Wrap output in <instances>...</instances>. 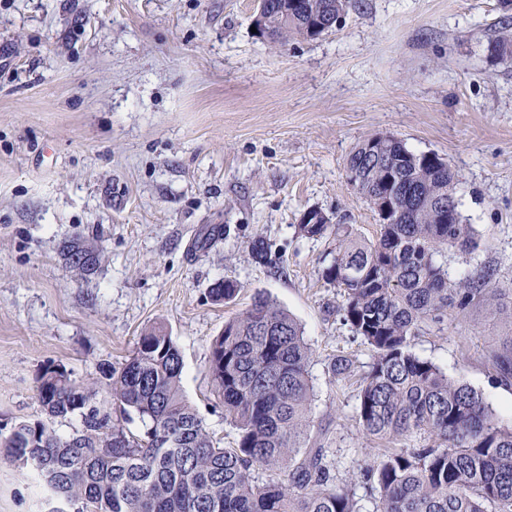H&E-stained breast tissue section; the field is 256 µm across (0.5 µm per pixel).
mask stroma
<instances>
[{
  "instance_id": "35a3bbf8",
  "label": "stroma",
  "mask_w": 512,
  "mask_h": 512,
  "mask_svg": "<svg viewBox=\"0 0 512 512\" xmlns=\"http://www.w3.org/2000/svg\"><path fill=\"white\" fill-rule=\"evenodd\" d=\"M257 7L0 0V426L41 418L46 366L96 381L161 323L189 403L214 443L232 447L211 344L261 294L311 349V437L359 471L377 444L355 420V384L332 365L370 351L319 276L330 238H306L298 222L315 208L375 238L344 161L376 134L450 163L479 248L467 263L449 256L448 273L486 265L501 290V311L472 305L413 350L512 423V386L491 362L512 334V57L490 46L501 0H357L332 32L273 46L251 31ZM79 233L103 255L86 279L59 258ZM258 238L271 264L250 257ZM222 280L241 288L226 305L210 297ZM49 501L32 467L0 460V512H48Z\"/></svg>"
}]
</instances>
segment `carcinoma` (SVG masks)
I'll list each match as a JSON object with an SVG mask.
<instances>
[{"label": "carcinoma", "instance_id": "obj_1", "mask_svg": "<svg viewBox=\"0 0 512 512\" xmlns=\"http://www.w3.org/2000/svg\"><path fill=\"white\" fill-rule=\"evenodd\" d=\"M261 2L256 30L269 43L315 39L353 7L352 0ZM345 168L374 213L384 206L389 213L369 241L315 208L317 223L298 224L305 237H333L321 278L339 290L336 313L371 351L366 368L340 355L333 372L359 376L357 422L367 436L417 437L416 445L385 448L359 476L338 478L329 449L310 442L314 388L302 328L259 296L211 347L209 371L236 429L235 446L214 445L185 399L181 352L157 324L119 368L104 373L109 404L98 398L97 383L47 366L37 385L45 418L10 426L5 459L30 453L54 498L92 503L96 512H361L359 483L372 512H512V424L412 351L416 337L444 329L475 302L498 311L500 291L489 276H448V252L465 261L477 247L454 196L457 173L394 135L357 144ZM60 257L85 277L101 263L99 248L81 234L64 242ZM239 290L224 280L210 295L226 303ZM492 366L512 384V336ZM133 414L137 431L126 427ZM72 419L80 426L60 434L56 424Z\"/></svg>", "mask_w": 512, "mask_h": 512}]
</instances>
